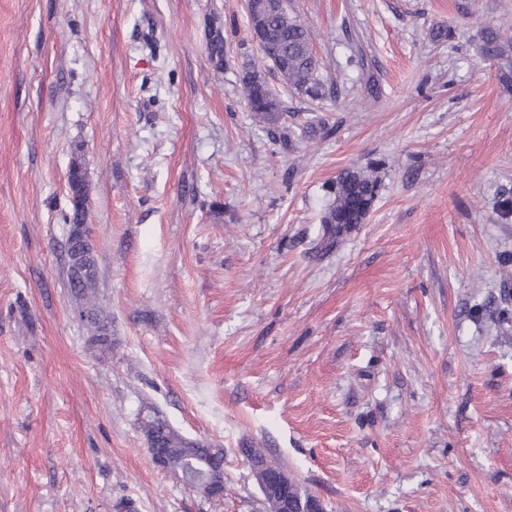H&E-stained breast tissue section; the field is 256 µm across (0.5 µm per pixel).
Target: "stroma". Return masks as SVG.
Masks as SVG:
<instances>
[{
  "label": "stroma",
  "instance_id": "1",
  "mask_svg": "<svg viewBox=\"0 0 512 512\" xmlns=\"http://www.w3.org/2000/svg\"><path fill=\"white\" fill-rule=\"evenodd\" d=\"M291 4L340 95L270 77L336 129L285 149L239 92L268 66L245 0H0V512H263L250 448L325 512H512V93L477 52L512 0ZM75 161L105 348L67 283ZM370 163L364 223H323ZM152 412L223 449L222 499L153 462Z\"/></svg>",
  "mask_w": 512,
  "mask_h": 512
}]
</instances>
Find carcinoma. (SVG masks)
<instances>
[{
    "label": "carcinoma",
    "mask_w": 512,
    "mask_h": 512,
    "mask_svg": "<svg viewBox=\"0 0 512 512\" xmlns=\"http://www.w3.org/2000/svg\"><path fill=\"white\" fill-rule=\"evenodd\" d=\"M249 27L263 36L260 46L264 58L285 87L311 101L323 100L334 93L320 77V61L314 55V32L291 5V0H247ZM216 68L224 65V38L215 32L207 43ZM512 51V36L504 37L500 29L487 25L480 32L479 52L485 60L499 59ZM240 90L250 111L266 124L278 126L288 110L279 93L269 84L266 74L255 67L246 69L240 79ZM74 203L66 220L71 228L84 222L87 194L83 170L73 163L69 171ZM379 180L362 169L345 170L332 186L333 200L322 217L324 224H360L370 212L379 192ZM497 211L503 217L512 215V186L499 191ZM97 266L92 256H80L68 266V282L80 309L87 313V326L94 342L108 347V341L97 339L107 329L108 321L97 304Z\"/></svg>",
    "instance_id": "carcinoma-1"
}]
</instances>
